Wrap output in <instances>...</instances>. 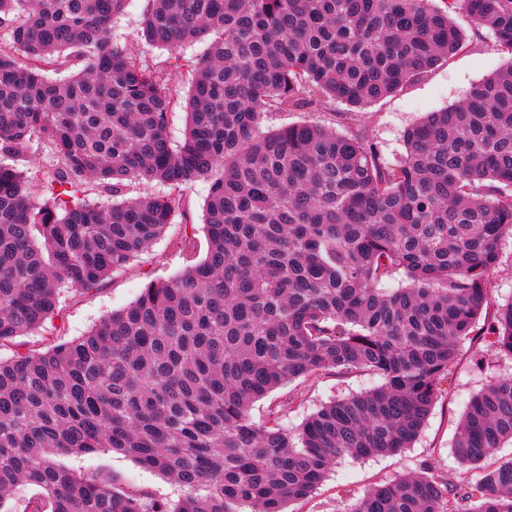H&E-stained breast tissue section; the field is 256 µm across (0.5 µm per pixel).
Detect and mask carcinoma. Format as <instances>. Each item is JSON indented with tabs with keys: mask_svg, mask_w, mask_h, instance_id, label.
<instances>
[{
	"mask_svg": "<svg viewBox=\"0 0 512 512\" xmlns=\"http://www.w3.org/2000/svg\"><path fill=\"white\" fill-rule=\"evenodd\" d=\"M127 2L0 0V346L45 327L63 292L121 271L186 215L197 181L209 183L208 249L87 334L0 358V512H288L337 461L410 447L464 341L512 359V301L490 309L512 235V63L410 127L393 164L329 125L261 124L398 92L461 48L457 9L512 56V0H147L142 36L169 52L154 68L110 38ZM34 140L53 163L27 164ZM132 181L163 191L115 200ZM394 273L404 285L378 288ZM325 372L381 384L295 431L276 409L253 420L270 392ZM507 444L512 376L461 416L466 483L424 462L343 512H512V458L489 463ZM101 451L177 497L62 462ZM20 484L41 507L13 501Z\"/></svg>",
	"mask_w": 512,
	"mask_h": 512,
	"instance_id": "obj_1",
	"label": "carcinoma"
}]
</instances>
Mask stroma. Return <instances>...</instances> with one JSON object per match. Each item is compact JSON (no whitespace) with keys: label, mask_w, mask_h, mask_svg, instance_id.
<instances>
[{"label":"stroma","mask_w":512,"mask_h":512,"mask_svg":"<svg viewBox=\"0 0 512 512\" xmlns=\"http://www.w3.org/2000/svg\"><path fill=\"white\" fill-rule=\"evenodd\" d=\"M145 5L146 0H130L125 11L115 19L112 35L143 64L152 66L164 61L168 52L148 44L141 36ZM453 18L465 32L463 47L439 62L421 80L408 83L395 94L353 112L347 111L340 103L331 112L309 109L278 112L264 119L263 129L300 123L330 125L339 133L362 136L373 144L385 162H395L403 151L405 130L419 122L426 113L458 103L475 83L512 62L497 49L489 31L474 28L461 13H454ZM207 194L208 186L203 182L187 189L190 219L175 217L161 238L97 288L64 293L58 316L45 328L17 338L13 345L0 348V356L11 357L18 349L42 351L55 341L83 336L104 316L131 304L148 278L173 277L202 259L207 251L203 229ZM189 231L193 232L196 242L191 253L184 251L182 246V239ZM510 374L512 360L497 355L486 345L463 343L458 363L449 374L447 383L443 384L442 393L412 447L397 456L342 460L331 467L327 478L311 497L295 504V512H341L346 501L361 496L371 486L416 469L425 460L446 473L449 482H466L468 474L453 453L464 407L470 397L490 381ZM374 384L373 378L359 374H325L296 381L256 402L251 410L252 417L255 421H264L270 408L277 406L281 409L282 423L294 429L322 404L364 391ZM65 463L79 472L110 477L125 488L166 497L178 493L177 487L167 479L115 452L70 456Z\"/></svg>","instance_id":"35a3bbf8"}]
</instances>
